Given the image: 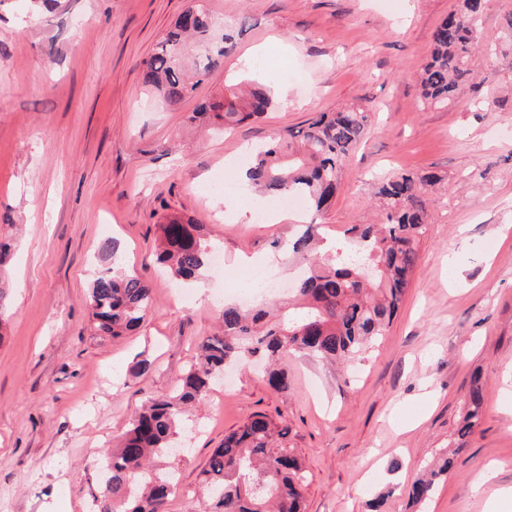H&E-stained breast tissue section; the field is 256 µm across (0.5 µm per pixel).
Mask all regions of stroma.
<instances>
[{
	"instance_id": "1",
	"label": "stroma",
	"mask_w": 512,
	"mask_h": 512,
	"mask_svg": "<svg viewBox=\"0 0 512 512\" xmlns=\"http://www.w3.org/2000/svg\"><path fill=\"white\" fill-rule=\"evenodd\" d=\"M192 0H0V220L14 248L0 331V512H91L99 464L142 405L198 358L225 304L263 262L277 286L298 261L272 242L316 222L339 235L377 218V183L431 170L432 221L386 336L360 361L283 360L287 392L257 369L225 376L193 409L167 512H197L198 475L225 434L264 413L289 428L308 470L306 512H489L472 491L490 469L512 486V51L475 53V79L449 103L416 79L456 0H207L216 20L247 15L223 69L177 106L143 82V62ZM251 79L274 105L226 133L193 121L225 83ZM366 105L371 128L330 208L295 211L237 179L243 150L321 112ZM228 194L279 223L235 218ZM203 225L224 265L201 285L155 261L158 227ZM117 245L116 254L103 251ZM138 276L154 303L140 331L99 337L86 305L104 270ZM484 419L459 439L474 376ZM456 448L430 498L412 478Z\"/></svg>"
}]
</instances>
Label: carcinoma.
I'll return each instance as SVG.
<instances>
[{"mask_svg":"<svg viewBox=\"0 0 512 512\" xmlns=\"http://www.w3.org/2000/svg\"><path fill=\"white\" fill-rule=\"evenodd\" d=\"M486 0H457L433 33V49L417 83L423 99L446 103L474 78L473 52L497 43L483 34ZM249 17L219 28L201 6L185 11L144 61L145 84L167 105L192 95L202 77L217 72L234 52ZM272 97L263 88L242 97L224 86V98L200 103L195 117L235 125L264 116ZM371 114L356 106L323 112L297 128L273 134L252 153L247 173L265 194L303 197L315 211L328 207L341 179L344 160L365 137ZM433 172L396 173L382 181V222L352 224L344 230L353 246L335 245L327 263L312 261L295 288L299 303L286 316L271 312L262 300L248 308L226 305L222 326L202 342V361L190 368L169 396L150 399L130 422L119 444L100 464L101 491L95 512H166L177 480L175 469L158 468L153 459L169 455L179 436L185 409L201 400L228 364L259 359L267 363V380L277 391L290 385L279 361L301 354L325 362L349 361L376 344L389 328L410 286L418 260L416 243L430 218L426 187ZM158 263L183 281L197 278L209 265L203 226L173 219L159 225ZM317 224L284 242L287 250L306 257L315 249ZM153 303L152 288L134 275L102 273L88 298L100 336L119 337L139 329ZM484 388L473 381L458 436L465 438L481 424ZM288 428L257 413L224 435L200 473V484L212 512H302L306 470L287 446ZM453 459L417 479L409 495L426 500L435 480L448 474Z\"/></svg>","mask_w":512,"mask_h":512,"instance_id":"carcinoma-1","label":"carcinoma"}]
</instances>
